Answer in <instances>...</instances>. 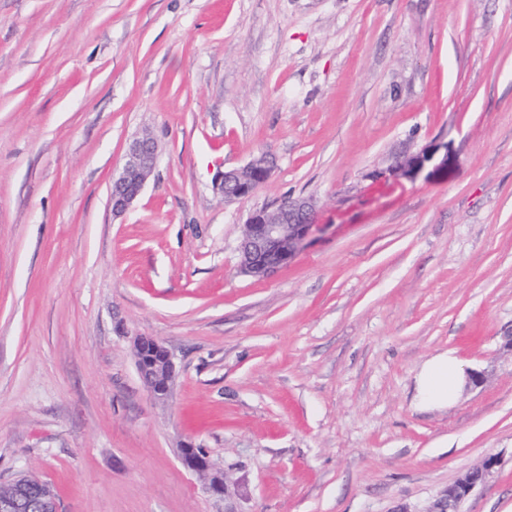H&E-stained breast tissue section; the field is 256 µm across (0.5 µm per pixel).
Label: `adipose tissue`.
<instances>
[{
    "mask_svg": "<svg viewBox=\"0 0 512 512\" xmlns=\"http://www.w3.org/2000/svg\"><path fill=\"white\" fill-rule=\"evenodd\" d=\"M465 384V371L455 356L446 352L435 355L424 362L416 378L415 402L427 409L448 407Z\"/></svg>",
    "mask_w": 512,
    "mask_h": 512,
    "instance_id": "1",
    "label": "adipose tissue"
}]
</instances>
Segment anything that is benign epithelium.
Here are the masks:
<instances>
[{"instance_id": "benign-epithelium-1", "label": "benign epithelium", "mask_w": 512, "mask_h": 512, "mask_svg": "<svg viewBox=\"0 0 512 512\" xmlns=\"http://www.w3.org/2000/svg\"><path fill=\"white\" fill-rule=\"evenodd\" d=\"M436 152L432 148L418 154L398 158L391 165L395 174L419 172ZM157 163V146L147 135L134 138L128 145L122 168L112 176V214L126 213L141 194ZM271 166L264 159L227 170L223 173L224 199L244 198L254 193V187L269 179ZM316 223V205L309 198H283L270 207L253 211L246 221L240 244V271L256 279H264L290 262L301 250ZM135 361L139 374L151 396H168L174 376L173 354L160 341L139 337L135 343ZM185 468L204 479L209 496L224 501V512H241L229 492L227 475L216 467L206 451L188 444L180 448ZM499 459L485 457L468 469L440 493L425 512H462L461 506L471 492L484 485L496 472ZM58 512L55 493L47 488L39 491L21 475L10 484V492L0 495V512Z\"/></svg>"}]
</instances>
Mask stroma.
Returning a JSON list of instances; mask_svg holds the SVG:
<instances>
[{
  "label": "stroma",
  "instance_id": "35a3bbf8",
  "mask_svg": "<svg viewBox=\"0 0 512 512\" xmlns=\"http://www.w3.org/2000/svg\"><path fill=\"white\" fill-rule=\"evenodd\" d=\"M158 161L120 218L112 175ZM448 150L416 178L394 156ZM269 180L225 200L224 170ZM317 226L239 270L285 197ZM176 363L166 402L133 341ZM512 0H0V485L59 512H425L489 455L462 512H512ZM483 372L416 406L424 361ZM157 163V146L147 135L128 145L122 168L112 176V214L121 217L141 194ZM316 205L309 198H283L253 211L240 244V271L264 279L290 262L316 223ZM180 459L185 468L204 479L209 496L224 501V512H241L232 500L226 473L213 464L206 451L188 444L180 448ZM35 507L39 512H58L55 493L50 488L38 492L26 476L10 484L9 494L0 495V512H28Z\"/></svg>",
  "mask_w": 512,
  "mask_h": 512
}]
</instances>
